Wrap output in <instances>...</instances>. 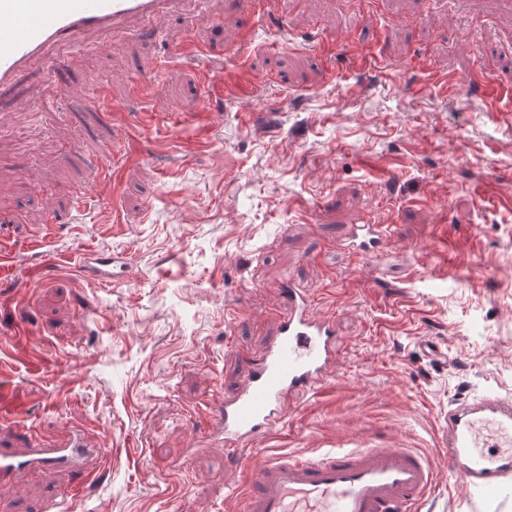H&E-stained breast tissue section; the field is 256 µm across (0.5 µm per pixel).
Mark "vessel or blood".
<instances>
[{"label":"vessel or blood","mask_w":512,"mask_h":512,"mask_svg":"<svg viewBox=\"0 0 512 512\" xmlns=\"http://www.w3.org/2000/svg\"><path fill=\"white\" fill-rule=\"evenodd\" d=\"M201 0H0V89L11 87L25 70L54 48L78 37L122 29L130 22L151 24L170 12L195 13ZM388 224L350 225L342 246L356 260H372L386 247ZM124 257L95 251L82 254L78 270L95 280L118 278ZM314 290L288 284L282 305L272 311L276 335L251 363L233 392L201 399L224 445L227 461L241 463L246 448L273 429L287 426L308 395L331 379L343 346L333 317L317 312ZM26 399L0 389V427L23 413ZM439 447L448 456V476L485 496L497 495L512 477V398L487 392L449 403ZM96 453L79 439L56 444L26 432L23 445L0 444V479L46 468L76 478L54 502L53 512H69L97 475ZM428 456L405 443L366 440L354 449H329L312 458L280 454L250 470L241 492L242 512H420L435 492Z\"/></svg>","instance_id":"1"}]
</instances>
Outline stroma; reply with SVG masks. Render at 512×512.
I'll use <instances>...</instances> for the list:
<instances>
[{
  "label": "stroma",
  "instance_id": "1",
  "mask_svg": "<svg viewBox=\"0 0 512 512\" xmlns=\"http://www.w3.org/2000/svg\"><path fill=\"white\" fill-rule=\"evenodd\" d=\"M331 42L376 67L326 58ZM223 76L257 95L217 106L196 151L190 110ZM485 79L512 80L499 0H276L266 18L205 0L195 19L98 36L76 64L53 55L21 75L29 110L0 112V235L14 246L0 387L26 397L21 422L44 440L75 427L100 448L77 512H235L224 492L246 473L189 412L243 381L289 279L332 285L321 308L346 347L332 386L256 458L404 440L436 467L421 512H512V481L491 501L451 485L436 446L449 402L512 397V101L486 105ZM92 98L100 113L83 110ZM128 128L138 158L99 190L89 161L125 149ZM50 207L60 230L34 246ZM368 218L395 232L356 261L340 242ZM87 249L125 256V278L51 263ZM70 482L23 477L0 512H46Z\"/></svg>",
  "mask_w": 512,
  "mask_h": 512
}]
</instances>
